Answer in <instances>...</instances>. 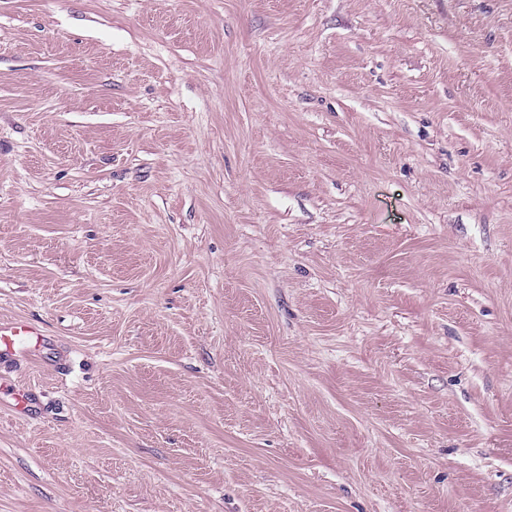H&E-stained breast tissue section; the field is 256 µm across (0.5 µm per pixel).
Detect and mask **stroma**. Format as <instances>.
I'll return each instance as SVG.
<instances>
[{"label": "stroma", "instance_id": "1", "mask_svg": "<svg viewBox=\"0 0 512 512\" xmlns=\"http://www.w3.org/2000/svg\"><path fill=\"white\" fill-rule=\"evenodd\" d=\"M15 320L0 512H512V0H0ZM39 336L36 329L26 322H0V353L27 350Z\"/></svg>", "mask_w": 512, "mask_h": 512}]
</instances>
